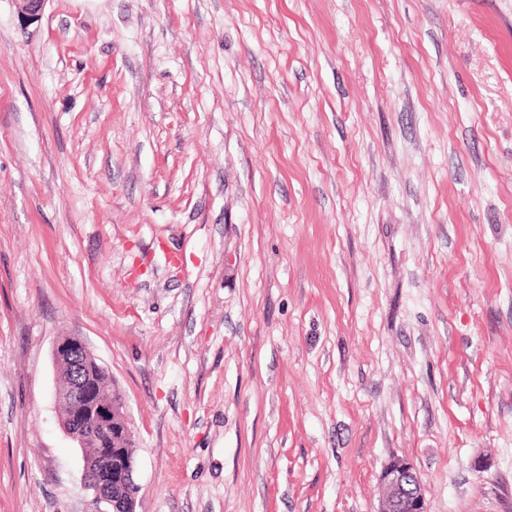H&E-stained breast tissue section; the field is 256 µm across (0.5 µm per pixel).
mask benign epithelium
Returning a JSON list of instances; mask_svg holds the SVG:
<instances>
[{
    "instance_id": "obj_1",
    "label": "benign epithelium",
    "mask_w": 512,
    "mask_h": 512,
    "mask_svg": "<svg viewBox=\"0 0 512 512\" xmlns=\"http://www.w3.org/2000/svg\"><path fill=\"white\" fill-rule=\"evenodd\" d=\"M14 2L18 14L33 22L42 15L47 0ZM53 358L71 364L75 381L69 386L67 394L79 402L83 401L87 390L80 377L81 368L84 363L95 359L86 343L78 336L61 338L54 345ZM98 410L104 419L122 420L125 425L123 437L132 436L122 394L110 395L100 401ZM61 425L75 440L79 439V435L91 431V428L83 425L78 413L61 419ZM134 473L135 457L132 454L111 474L103 466L84 465V487L90 492V512H136L138 485ZM380 481L384 494L377 512H428L420 476L408 459L399 456L390 459L381 472Z\"/></svg>"
}]
</instances>
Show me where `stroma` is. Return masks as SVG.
<instances>
[{
  "mask_svg": "<svg viewBox=\"0 0 512 512\" xmlns=\"http://www.w3.org/2000/svg\"><path fill=\"white\" fill-rule=\"evenodd\" d=\"M512 512V0H0V512ZM53 358L55 360L58 358L60 361H68L71 364L76 379L69 386L65 395H70L71 398L78 401V404L84 400L87 394L86 387L80 377V372L82 365L88 361L85 377L90 387L101 392H109L114 387L109 371L98 363L97 360L90 361L96 358L86 343L78 336H66L58 339L53 348ZM125 407L124 396L117 392V394L112 393V396L109 395L106 400L100 401L98 410L103 419L112 417V422L116 419H121L125 425L123 437H130L132 439V429H130V422ZM77 443L79 445L78 441ZM98 448H113L112 425L105 430H98L91 433L90 439L86 440L84 448L80 447V451L82 456L84 454L88 460L93 463L98 456ZM134 452L115 468L112 476L102 465L84 463V487L90 492V512H136L138 485L134 478ZM380 481L384 494L376 512H428L420 476L407 458L390 459Z\"/></svg>",
  "mask_w": 512,
  "mask_h": 512,
  "instance_id": "35a3bbf8",
  "label": "stroma"
}]
</instances>
